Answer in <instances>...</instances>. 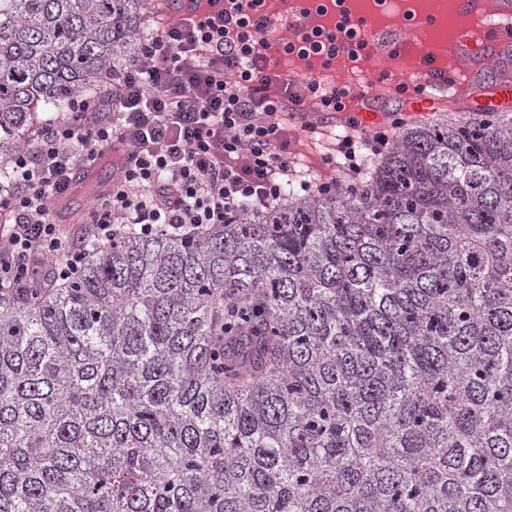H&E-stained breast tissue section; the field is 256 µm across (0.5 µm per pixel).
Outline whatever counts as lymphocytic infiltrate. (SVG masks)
Listing matches in <instances>:
<instances>
[{"instance_id":"lymphocytic-infiltrate-1","label":"lymphocytic infiltrate","mask_w":512,"mask_h":512,"mask_svg":"<svg viewBox=\"0 0 512 512\" xmlns=\"http://www.w3.org/2000/svg\"><path fill=\"white\" fill-rule=\"evenodd\" d=\"M269 2L190 0L191 17L154 19L141 52L108 82L104 111H91L72 92L65 117L42 124L32 144L10 157L0 170L1 301L43 281L75 279L90 253L122 236L191 238L230 216L276 206L293 186L332 194L344 183L362 185L388 129H362L350 119L322 158L342 171L339 179L298 170L289 137L316 133L305 113L309 101L332 115L353 101L367 110L376 101L314 77H282L268 55L276 49L310 69L357 59L366 44L345 0H336L339 17L329 26L311 20L326 15L325 5L302 8L306 25L276 44L265 38ZM107 145L123 158L119 175L92 209L81 244L69 245L51 203L70 191L74 169L94 164Z\"/></svg>"}]
</instances>
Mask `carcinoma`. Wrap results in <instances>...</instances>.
Segmentation results:
<instances>
[{
    "mask_svg": "<svg viewBox=\"0 0 512 512\" xmlns=\"http://www.w3.org/2000/svg\"><path fill=\"white\" fill-rule=\"evenodd\" d=\"M150 0H0V161ZM0 512H512V112L0 305Z\"/></svg>",
    "mask_w": 512,
    "mask_h": 512,
    "instance_id": "cac0c4a2",
    "label": "carcinoma"
}]
</instances>
